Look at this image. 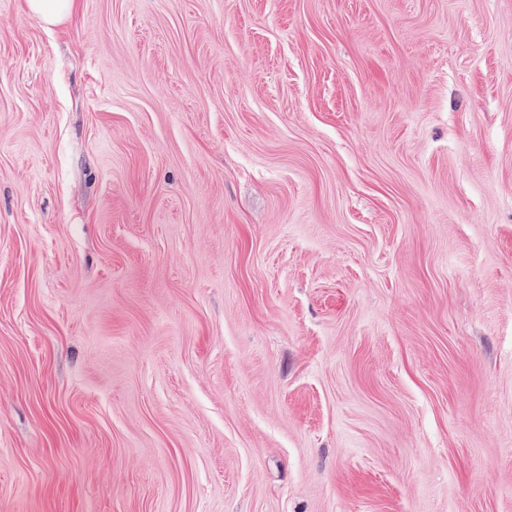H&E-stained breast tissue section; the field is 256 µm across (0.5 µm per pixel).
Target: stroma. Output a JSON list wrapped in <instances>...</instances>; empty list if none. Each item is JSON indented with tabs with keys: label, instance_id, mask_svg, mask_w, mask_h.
<instances>
[{
	"label": "stroma",
	"instance_id": "35a3bbf8",
	"mask_svg": "<svg viewBox=\"0 0 512 512\" xmlns=\"http://www.w3.org/2000/svg\"><path fill=\"white\" fill-rule=\"evenodd\" d=\"M0 512H512V0H0ZM27 11L48 24H57L72 16L76 0H25Z\"/></svg>",
	"mask_w": 512,
	"mask_h": 512
}]
</instances>
